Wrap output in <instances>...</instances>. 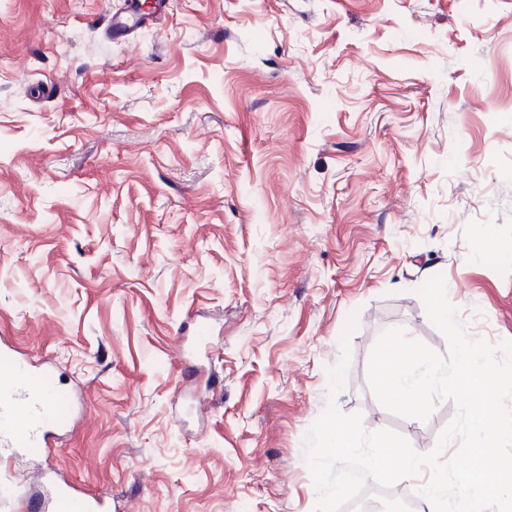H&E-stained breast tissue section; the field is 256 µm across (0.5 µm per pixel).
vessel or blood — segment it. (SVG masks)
I'll return each instance as SVG.
<instances>
[{
  "mask_svg": "<svg viewBox=\"0 0 512 512\" xmlns=\"http://www.w3.org/2000/svg\"><path fill=\"white\" fill-rule=\"evenodd\" d=\"M144 21L130 4L113 13L107 31L127 38ZM51 377L48 362L15 355L9 346L0 349V459L13 457L23 447H51L63 403ZM37 508L39 512H111V497L104 492L87 494L69 482H57Z\"/></svg>",
  "mask_w": 512,
  "mask_h": 512,
  "instance_id": "vessel-or-blood-1",
  "label": "vessel or blood"
}]
</instances>
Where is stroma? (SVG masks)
Segmentation results:
<instances>
[{
	"label": "stroma",
	"mask_w": 512,
	"mask_h": 512,
	"mask_svg": "<svg viewBox=\"0 0 512 512\" xmlns=\"http://www.w3.org/2000/svg\"><path fill=\"white\" fill-rule=\"evenodd\" d=\"M124 2L0 0V340L83 402L0 512L50 466L112 512H313L331 401L430 452L454 403L388 412L369 356L395 327L447 355L437 275L512 341V0H166L117 42Z\"/></svg>",
	"instance_id": "obj_1"
}]
</instances>
